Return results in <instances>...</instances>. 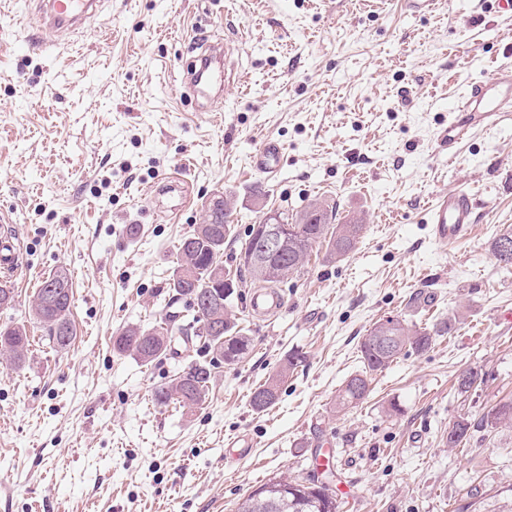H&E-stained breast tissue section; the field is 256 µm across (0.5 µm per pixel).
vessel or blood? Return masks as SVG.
<instances>
[{
    "label": "vessel or blood",
    "mask_w": 512,
    "mask_h": 512,
    "mask_svg": "<svg viewBox=\"0 0 512 512\" xmlns=\"http://www.w3.org/2000/svg\"><path fill=\"white\" fill-rule=\"evenodd\" d=\"M98 0H48L46 13L55 30H72L80 21L93 15ZM206 52L200 57V66L183 79L189 90L208 95L210 87H222L224 70L222 58L227 52L223 43H206ZM512 112V66L498 68L490 76L471 81L461 99L451 109L448 124L438 135L440 145L449 153H456L470 129L494 120L499 113ZM282 148L274 141H266L251 155V166L266 179H276L281 168ZM475 204L462 190L445 192L437 196L429 207L426 222L434 242L449 245L466 239L473 228ZM22 265L9 241L0 240V273L17 277Z\"/></svg>",
    "instance_id": "obj_1"
}]
</instances>
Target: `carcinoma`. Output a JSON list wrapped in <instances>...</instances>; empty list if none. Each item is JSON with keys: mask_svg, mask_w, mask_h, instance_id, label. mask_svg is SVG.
<instances>
[{"mask_svg": "<svg viewBox=\"0 0 512 512\" xmlns=\"http://www.w3.org/2000/svg\"><path fill=\"white\" fill-rule=\"evenodd\" d=\"M320 214L317 223H307L309 210ZM333 207L326 201L309 203L294 214H285L283 219L295 230L288 242V276L300 274L310 253L325 246L324 260L337 263L353 252L359 243L364 225L332 224L329 213ZM232 207L228 198L221 207L205 214L203 223L180 240L177 267L169 288L173 296L189 299L193 311L192 320L180 321V313L173 312L160 324L150 328H127L113 341V349L119 354H131L148 364L179 346L188 351L194 346L211 350L228 364L239 361L249 349L250 338L239 327L231 310V297L238 288L239 274L226 276L220 255L224 243L236 233L232 224ZM512 239V229L500 231L490 248L498 265L512 269V248L503 247L506 238ZM258 236L253 228L239 238V262L237 269L245 271L255 283H266L248 261L259 249ZM73 306L72 283L65 272L59 271L44 278L37 289L32 313L47 333L49 343L63 350L74 341L71 321ZM456 316L420 328L402 317H388L373 323L360 342V353L364 370L350 377L339 389L334 401V410L342 412L361 403L369 392L370 376L387 367L409 351L421 352L429 348L437 336L449 333ZM30 336L23 325L0 328V355L10 364L18 366L26 358ZM303 362L299 353L286 356L279 369L253 393L252 407L263 412L274 405L279 397L280 384L289 372ZM214 365L193 362L181 375L168 385L154 389L156 404L166 406L177 401L191 408L205 399L212 378ZM484 380V373L471 368L457 380L460 394L467 393L473 385ZM512 425V400H501L493 405L479 422L461 417L448 425V445L455 448L471 436L477 428H494ZM341 503L336 496L326 495L318 485L297 480L273 479L251 492L238 504L237 512H340Z\"/></svg>", "mask_w": 512, "mask_h": 512, "instance_id": "obj_1", "label": "carcinoma"}]
</instances>
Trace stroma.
<instances>
[{"label":"stroma","mask_w":512,"mask_h":512,"mask_svg":"<svg viewBox=\"0 0 512 512\" xmlns=\"http://www.w3.org/2000/svg\"><path fill=\"white\" fill-rule=\"evenodd\" d=\"M457 2L451 15L402 0H102L80 28L52 33L42 0H0V236L27 268L0 326L28 324L40 282L62 270L76 329L58 350L31 326L24 367L0 360V512H235L268 480H316L330 463L343 512H472L476 501L492 512L512 500V427L447 443L449 423L512 396V274L489 250L512 227V112L456 157L437 140L463 86L512 63V17L495 0ZM196 33L231 48L221 96L181 85ZM269 139L284 156L273 181L250 166ZM178 169L183 202L164 184ZM448 190L473 196L477 221L442 247L424 219ZM216 194L233 198L241 235L263 213L324 198L338 223L362 220L363 237L340 262L311 255L280 284L276 315L247 308L251 284L236 289L249 352L219 364L201 405L159 406L154 388L201 353L147 365L112 338L185 309L169 288L177 246ZM451 314L449 334L334 411L363 369L370 325ZM291 352L305 363L256 412L253 392ZM470 368L486 381L459 394ZM245 431L252 457L228 462L226 439Z\"/></svg>","instance_id":"1"}]
</instances>
